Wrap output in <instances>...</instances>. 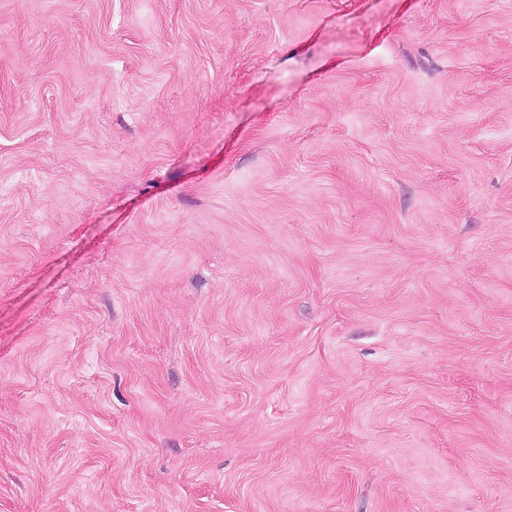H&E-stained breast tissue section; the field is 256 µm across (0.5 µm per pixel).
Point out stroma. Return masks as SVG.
Listing matches in <instances>:
<instances>
[{"mask_svg":"<svg viewBox=\"0 0 512 512\" xmlns=\"http://www.w3.org/2000/svg\"><path fill=\"white\" fill-rule=\"evenodd\" d=\"M0 512H512V0H0Z\"/></svg>","mask_w":512,"mask_h":512,"instance_id":"1","label":"stroma"}]
</instances>
